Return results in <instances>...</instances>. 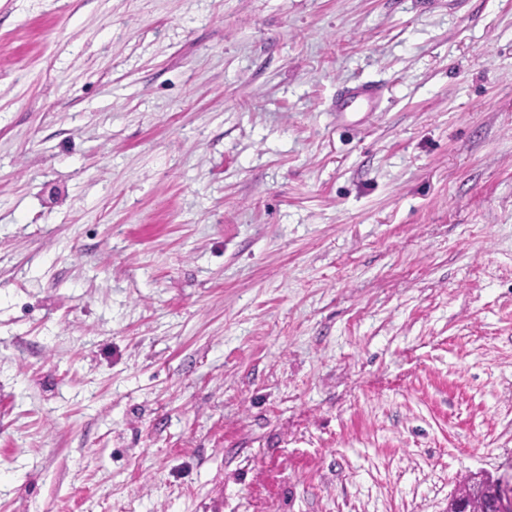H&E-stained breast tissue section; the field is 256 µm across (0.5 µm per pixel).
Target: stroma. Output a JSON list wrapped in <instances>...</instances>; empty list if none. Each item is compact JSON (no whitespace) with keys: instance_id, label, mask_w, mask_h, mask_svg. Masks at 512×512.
<instances>
[{"instance_id":"1","label":"stroma","mask_w":512,"mask_h":512,"mask_svg":"<svg viewBox=\"0 0 512 512\" xmlns=\"http://www.w3.org/2000/svg\"><path fill=\"white\" fill-rule=\"evenodd\" d=\"M476 472L512 485V0H0V512ZM381 97L382 89L372 84L363 83L342 88L337 91L334 112L337 116L343 117L362 108L372 110Z\"/></svg>"}]
</instances>
